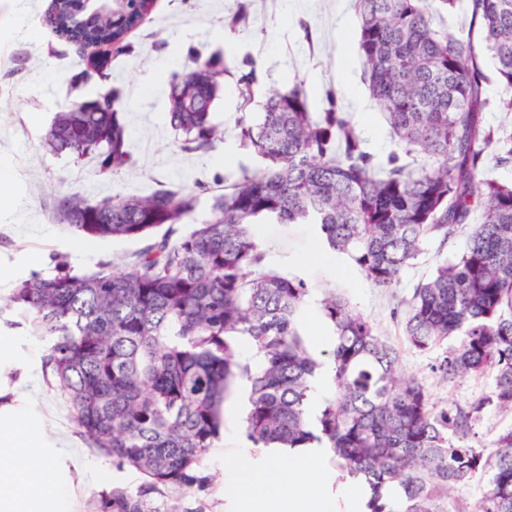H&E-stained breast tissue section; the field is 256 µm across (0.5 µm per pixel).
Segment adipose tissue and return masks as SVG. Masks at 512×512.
<instances>
[{"instance_id": "adipose-tissue-1", "label": "adipose tissue", "mask_w": 512, "mask_h": 512, "mask_svg": "<svg viewBox=\"0 0 512 512\" xmlns=\"http://www.w3.org/2000/svg\"><path fill=\"white\" fill-rule=\"evenodd\" d=\"M0 447L9 461H0V512H73L74 499L57 484L59 459H67L76 475L85 466L74 449L58 447L34 426L26 411L0 408ZM322 452L296 448L287 459H274L266 476L253 480L247 490L262 502L265 512H305L320 489L314 473Z\"/></svg>"}]
</instances>
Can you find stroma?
<instances>
[{
    "label": "stroma",
    "mask_w": 512,
    "mask_h": 512,
    "mask_svg": "<svg viewBox=\"0 0 512 512\" xmlns=\"http://www.w3.org/2000/svg\"><path fill=\"white\" fill-rule=\"evenodd\" d=\"M50 0H0V166L11 177L16 205L0 213V294L8 295L21 279L53 271L61 258L90 272L102 261H120L144 248L145 240L92 237L61 223L54 205L58 197L83 196L89 202L106 197L146 195L159 186H199L198 217H205L211 198L230 185L239 168H261V161L239 146L235 117L240 100L236 78L255 62L250 112L260 113L272 90L302 83L311 111L327 108L334 94L339 111L348 113L367 151L385 160L396 143L382 112L364 82V65L354 46L358 37L355 0H248L246 27L230 30L225 20L237 0H153L143 24L128 37V50L112 55L109 75L78 83L85 62L75 47L60 40L46 24ZM201 56L224 49L229 54V74L221 79L214 121L223 135L207 154L187 155L176 143L167 121L169 85L175 75L192 71L190 50ZM353 85L359 102L346 95ZM124 90L119 112L129 128L135 164L119 177L97 172L95 160L64 153L52 155L44 138L57 112L76 98L92 99L109 87ZM267 265L285 275L300 277L321 293L334 287L357 313L400 353V373L415 377L440 407L467 405L490 388L486 377L448 382L434 373L438 351L420 352L405 339L402 324L393 313L398 302L410 298L416 284L427 278L438 260L462 251L463 238L427 243L423 254L393 287L371 286L347 259L322 245L315 226L276 224L261 227ZM79 250H72V243ZM0 338L12 345L8 362L0 363V405L31 409L37 426L48 436L61 438L75 448L91 474L77 487L76 512H96L102 492L120 486L135 491L143 479L117 468L111 457L92 448L80 436L59 393L50 385L43 358L48 343L30 332L28 325L0 318ZM244 394L226 404L224 430L206 458L212 478L201 491L163 489L149 494L154 512L178 504L181 512H245L244 500L231 496L240 467L269 469L271 450L247 443L242 416ZM322 495L307 512H361V501L345 497L332 454H325L317 471Z\"/></svg>",
    "instance_id": "1"
}]
</instances>
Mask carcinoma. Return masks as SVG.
<instances>
[{"instance_id":"1","label":"carcinoma","mask_w":512,"mask_h":512,"mask_svg":"<svg viewBox=\"0 0 512 512\" xmlns=\"http://www.w3.org/2000/svg\"><path fill=\"white\" fill-rule=\"evenodd\" d=\"M457 0H356V51L370 95L401 153L379 163L348 115L312 112L303 84L273 91L259 121L247 112L256 67L237 79L240 146L263 163L241 169L194 222V188L162 187L143 196L90 203L64 195L65 225L93 237L165 233L119 263L88 273L61 260L50 275L18 281L8 310L49 341L51 370L80 433L145 483L135 494L114 487L99 512H151L160 486L182 491L211 482L205 460L224 429V405L248 389L243 419L253 448H326L342 478L361 482L364 512H468L452 497L474 481L486 489L477 512H512V428L475 443L486 409L512 411V182L488 173L512 163V0H468V25L455 36L436 25ZM55 34L93 49L126 47L144 21L134 0L94 16L81 0H50ZM248 5L227 18L249 23ZM490 59L500 94L486 95ZM227 54L174 77L169 124L179 150L205 153L218 138L212 121L217 77ZM45 144L54 154L96 159L110 177L134 164L130 136L108 105L60 112ZM314 224L375 288H391L431 239L464 233V250L440 261L414 288L404 335L427 351L450 339L436 365L446 380L489 376L490 392L466 406L436 409L426 387L399 375L400 354L335 289L311 301L304 279L265 262L257 225ZM191 225L172 239L174 227ZM316 304L329 349L312 352L302 327ZM331 365L333 389L317 413L319 377Z\"/></svg>"}]
</instances>
